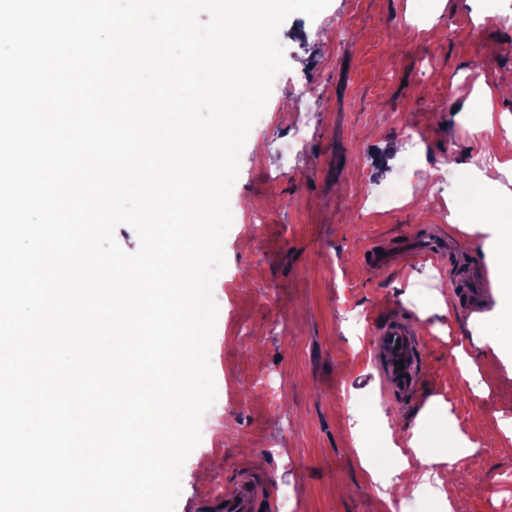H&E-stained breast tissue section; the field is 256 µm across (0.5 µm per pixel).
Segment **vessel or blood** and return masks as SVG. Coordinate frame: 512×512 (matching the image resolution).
Here are the masks:
<instances>
[{
    "label": "vessel or blood",
    "instance_id": "obj_1",
    "mask_svg": "<svg viewBox=\"0 0 512 512\" xmlns=\"http://www.w3.org/2000/svg\"><path fill=\"white\" fill-rule=\"evenodd\" d=\"M446 245V239L439 234L416 235L399 240L397 253L381 254L374 251L367 257L366 262L374 268L383 269L398 257L431 258ZM418 351L417 338L403 318H392L380 330L376 360L383 386L389 394L405 399L413 393L422 375L417 362ZM257 495L256 477L243 475L232 490L213 501L209 512H255Z\"/></svg>",
    "mask_w": 512,
    "mask_h": 512
}]
</instances>
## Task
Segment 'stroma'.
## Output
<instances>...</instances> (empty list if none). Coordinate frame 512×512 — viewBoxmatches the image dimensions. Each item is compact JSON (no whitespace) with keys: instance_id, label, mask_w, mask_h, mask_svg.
<instances>
[{"instance_id":"obj_1","label":"stroma","mask_w":512,"mask_h":512,"mask_svg":"<svg viewBox=\"0 0 512 512\" xmlns=\"http://www.w3.org/2000/svg\"><path fill=\"white\" fill-rule=\"evenodd\" d=\"M278 39L287 67L273 80L269 126L241 151L213 285L216 397L175 512H205L242 472L264 478L261 512H387L360 455L387 459L382 423L413 429L440 403L474 445L431 465L472 488L454 512H512V439L498 429L512 418V351L495 342L493 298L470 315L447 264L363 262L370 245L435 226L463 245L466 270L492 280L476 246L493 236L494 193L512 190V153L502 126L483 131L474 102L487 86L494 115L512 114V29L491 20L489 0H330L317 18L291 14ZM306 82L304 144L288 155L280 146ZM409 127L426 155L407 157ZM442 158L457 188L431 174ZM372 190L397 197L395 209L365 206ZM257 210L253 234L245 219ZM354 313L366 331H351ZM397 314L418 334L423 369L404 403L384 390L373 357L378 329ZM463 354L477 376L461 371Z\"/></svg>"}]
</instances>
